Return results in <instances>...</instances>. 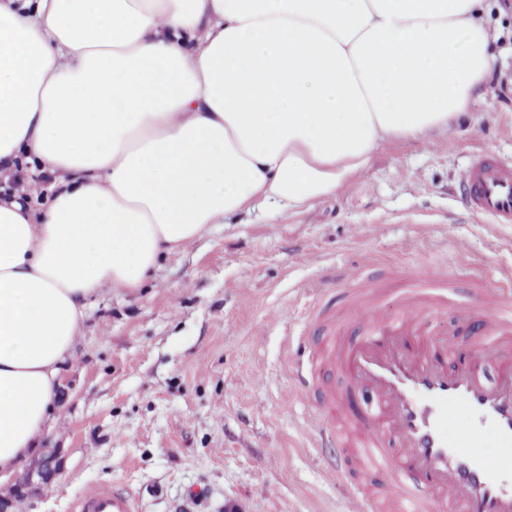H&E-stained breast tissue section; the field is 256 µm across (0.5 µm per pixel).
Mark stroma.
Segmentation results:
<instances>
[{"label":"stroma","mask_w":512,"mask_h":512,"mask_svg":"<svg viewBox=\"0 0 512 512\" xmlns=\"http://www.w3.org/2000/svg\"><path fill=\"white\" fill-rule=\"evenodd\" d=\"M497 69L471 115L430 141L395 140L311 208L232 214L161 257L133 289H101L63 371L58 418L23 469L0 477L6 512H73L88 490L134 496L139 512H348L353 460L319 445L317 396L294 394L313 312L343 314L314 283L362 264L394 287L431 266L488 288L512 280V224L460 202L482 151L512 158V0H484ZM468 249L458 253V241ZM54 473L18 495L26 474Z\"/></svg>","instance_id":"1"}]
</instances>
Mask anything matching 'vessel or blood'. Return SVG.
Returning a JSON list of instances; mask_svg holds the SVG:
<instances>
[{"mask_svg":"<svg viewBox=\"0 0 512 512\" xmlns=\"http://www.w3.org/2000/svg\"><path fill=\"white\" fill-rule=\"evenodd\" d=\"M459 182L466 209L512 223V161L484 155ZM343 277L355 337L337 335L334 315L315 313L321 339L296 386L318 391L334 373L345 381L340 393H321V444L355 450L383 493L355 490L350 512H512V289L477 286L474 301H463L452 278L426 266L400 272L385 301L360 288L356 269ZM359 394L368 405L346 415ZM489 433L499 448L493 458L482 451ZM75 512L137 507L130 494L101 488Z\"/></svg>","mask_w":512,"mask_h":512,"instance_id":"1","label":"vessel or blood"}]
</instances>
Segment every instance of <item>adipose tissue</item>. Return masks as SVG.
<instances>
[{
  "instance_id": "1",
  "label": "adipose tissue",
  "mask_w": 512,
  "mask_h": 512,
  "mask_svg": "<svg viewBox=\"0 0 512 512\" xmlns=\"http://www.w3.org/2000/svg\"><path fill=\"white\" fill-rule=\"evenodd\" d=\"M482 0H0V473L56 413L90 298L225 215L296 212L453 128L496 59Z\"/></svg>"
}]
</instances>
